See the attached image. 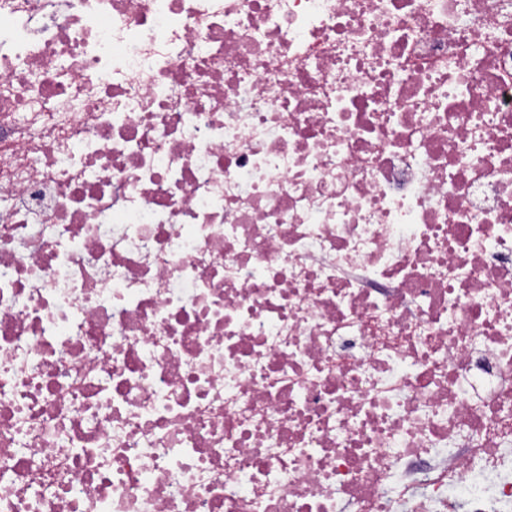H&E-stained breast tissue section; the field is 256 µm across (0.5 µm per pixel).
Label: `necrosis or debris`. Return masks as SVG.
<instances>
[{
    "mask_svg": "<svg viewBox=\"0 0 512 512\" xmlns=\"http://www.w3.org/2000/svg\"><path fill=\"white\" fill-rule=\"evenodd\" d=\"M0 512H512V0H0Z\"/></svg>",
    "mask_w": 512,
    "mask_h": 512,
    "instance_id": "necrosis-or-debris-1",
    "label": "necrosis or debris"
}]
</instances>
